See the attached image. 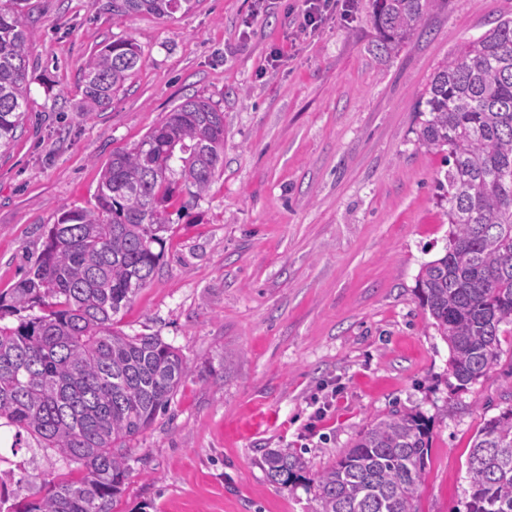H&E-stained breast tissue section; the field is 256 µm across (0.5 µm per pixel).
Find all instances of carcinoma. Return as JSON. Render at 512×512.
Wrapping results in <instances>:
<instances>
[{
	"mask_svg": "<svg viewBox=\"0 0 512 512\" xmlns=\"http://www.w3.org/2000/svg\"><path fill=\"white\" fill-rule=\"evenodd\" d=\"M28 0H0V155L25 116L29 64L22 12ZM198 0H112L117 16L168 17ZM427 0H374L378 49L422 28ZM141 46L107 44L87 62L85 112L103 111L136 67ZM419 143L444 153L438 189L448 200V247L418 279L421 306L448 342L462 386L500 360L512 326V19L458 46L419 97ZM224 166V112L202 96L178 104L129 150L103 166L95 204L62 212L28 276L0 293V427L53 451L79 476L61 474L41 495L6 512H112L128 465L126 444L167 412L192 372L156 334L129 336L114 316L158 267L169 208L199 198ZM42 314L21 316L34 308ZM17 316V325L4 323ZM429 428L419 414L392 411L363 429L315 481L322 512H414ZM269 480L288 486L303 457L265 453ZM467 512H512V407L488 419L467 463Z\"/></svg>",
	"mask_w": 512,
	"mask_h": 512,
	"instance_id": "obj_1",
	"label": "carcinoma"
}]
</instances>
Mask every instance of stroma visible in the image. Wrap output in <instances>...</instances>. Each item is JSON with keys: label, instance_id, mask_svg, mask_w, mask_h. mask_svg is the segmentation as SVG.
I'll list each match as a JSON object with an SVG mask.
<instances>
[{"label": "stroma", "instance_id": "obj_1", "mask_svg": "<svg viewBox=\"0 0 512 512\" xmlns=\"http://www.w3.org/2000/svg\"><path fill=\"white\" fill-rule=\"evenodd\" d=\"M299 3L199 0L158 18L113 15L112 0H29L26 120L0 156V293L34 267L47 225L94 204L114 150L186 97L224 112L223 170L171 207L157 271L117 316L194 371L129 442L114 512H321L316 476L394 409L430 421L415 512H466L471 445L512 407V334L495 368L459 388L417 296L450 230L418 99L449 52L512 18V0H429L424 27L387 52L372 0L307 37ZM119 38L141 46L137 67L107 109L81 111L87 60ZM12 443L0 429L8 497L65 472ZM270 449L300 454L301 478L270 482Z\"/></svg>", "mask_w": 512, "mask_h": 512}]
</instances>
